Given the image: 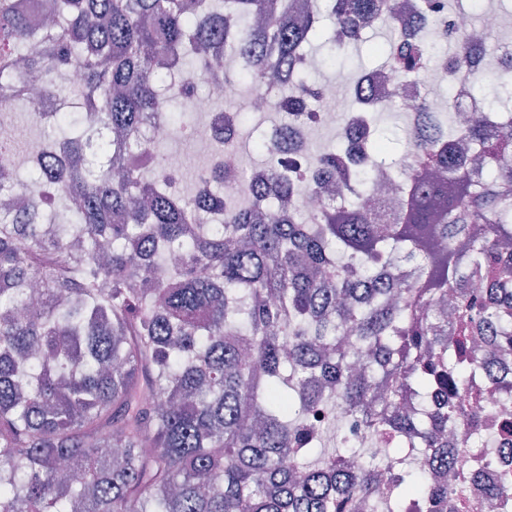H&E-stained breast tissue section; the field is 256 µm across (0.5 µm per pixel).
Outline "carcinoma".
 I'll use <instances>...</instances> for the list:
<instances>
[{
    "label": "carcinoma",
    "instance_id": "cac0c4a2",
    "mask_svg": "<svg viewBox=\"0 0 512 512\" xmlns=\"http://www.w3.org/2000/svg\"><path fill=\"white\" fill-rule=\"evenodd\" d=\"M333 27L326 58L344 51L336 30L392 23L391 0H315L298 24L275 0H52L64 22L25 50L29 32L13 0H0V106L30 111L23 70L43 95L73 93L76 112H47L35 168L53 147L67 161L21 186L0 171V512H459L448 488L413 468L477 469L481 439L444 437L460 416L443 408L411 417L406 394L469 391L491 346L512 348V112L497 80L472 98L491 103L464 125L458 108L436 112L434 131L403 165L371 129L362 153L402 182L394 210L373 209L365 180L339 148L312 155L326 180L292 181L278 145L267 156L266 198L219 190L181 195L157 170L154 141L137 137L148 112L169 110L170 91L215 46L243 59L242 83L257 93L270 73L290 74L308 56L321 8ZM451 58L487 53L453 37ZM375 67L411 72L442 44L420 32ZM79 80H70L71 73ZM304 77L284 84L274 112L297 105ZM100 126L104 162L88 163L85 130ZM323 196L305 223L278 202ZM206 201L222 223L202 222ZM67 210L69 225H40ZM403 280L401 303L391 302ZM475 282L493 283L496 300ZM364 435H341L336 408ZM397 466L351 467L349 449L371 455L377 438ZM492 512H512V491L490 493Z\"/></svg>",
    "mask_w": 512,
    "mask_h": 512
}]
</instances>
